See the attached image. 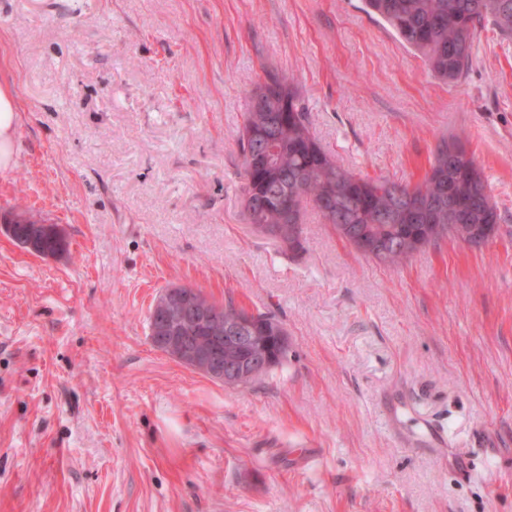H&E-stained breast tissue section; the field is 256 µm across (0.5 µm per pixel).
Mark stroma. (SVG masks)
Segmentation results:
<instances>
[{"label": "stroma", "mask_w": 512, "mask_h": 512, "mask_svg": "<svg viewBox=\"0 0 512 512\" xmlns=\"http://www.w3.org/2000/svg\"><path fill=\"white\" fill-rule=\"evenodd\" d=\"M320 146L415 184L461 136L500 216L398 267L314 209L301 252L249 223L237 138L266 72ZM0 81L22 105L0 223V512H512V38L483 24L456 83L362 0H0ZM183 285L288 331L247 388L150 343ZM445 448L399 439L414 417ZM14 224H31L29 226L28 237L26 241L22 244V246L32 251L36 247L39 239L45 233H52L57 237L66 240L65 233L60 225L39 223L27 217L18 215L13 220L10 221V224H2L1 232L3 231L5 233H8V235H11Z\"/></svg>", "instance_id": "35a3bbf8"}]
</instances>
